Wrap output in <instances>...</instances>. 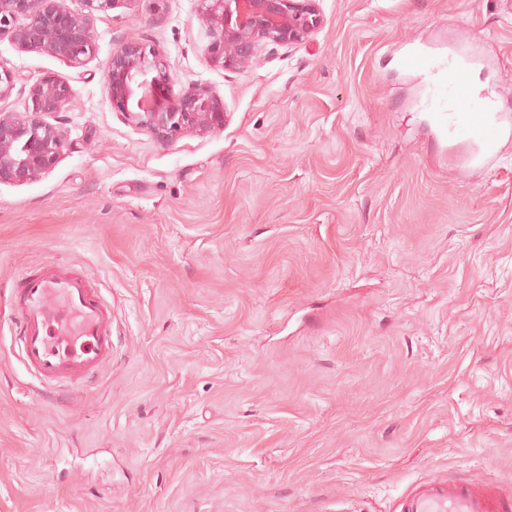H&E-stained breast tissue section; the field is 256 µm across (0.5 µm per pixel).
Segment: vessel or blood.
<instances>
[{"instance_id": "b4317fda", "label": "vessel or blood", "mask_w": 512, "mask_h": 512, "mask_svg": "<svg viewBox=\"0 0 512 512\" xmlns=\"http://www.w3.org/2000/svg\"><path fill=\"white\" fill-rule=\"evenodd\" d=\"M403 64L430 78L427 107L450 137L472 147L470 160L488 162L504 136L502 114L477 90L474 59L465 46L446 52L407 51ZM22 359L43 384H81L112 358V312L85 280L48 266L8 282ZM399 512H512V496L489 483L424 482L400 499Z\"/></svg>"}]
</instances>
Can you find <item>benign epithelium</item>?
<instances>
[{
    "label": "benign epithelium",
    "mask_w": 512,
    "mask_h": 512,
    "mask_svg": "<svg viewBox=\"0 0 512 512\" xmlns=\"http://www.w3.org/2000/svg\"><path fill=\"white\" fill-rule=\"evenodd\" d=\"M0 0V36L20 50L60 59L74 68L95 52L96 13L120 0ZM211 62L221 68L250 63L264 43L296 45L321 26L319 0H201ZM112 109L164 142L184 133L224 127V101L210 88L173 91L165 50L137 40L121 44L106 66ZM25 112L0 107V183L23 184L52 170L67 148V134L50 119L72 109L76 92L53 75L34 83Z\"/></svg>",
    "instance_id": "7a95c632"
}]
</instances>
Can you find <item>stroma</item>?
I'll return each mask as SVG.
<instances>
[{"mask_svg":"<svg viewBox=\"0 0 512 512\" xmlns=\"http://www.w3.org/2000/svg\"><path fill=\"white\" fill-rule=\"evenodd\" d=\"M307 41L209 58L200 0H122L79 68L0 38V101L67 80L68 148L0 183V512H395L512 477V139L486 166L422 108L406 43L467 39L512 126V0H320ZM129 39L223 129L160 141L109 101ZM66 265L112 360L39 390L4 281Z\"/></svg>","mask_w":512,"mask_h":512,"instance_id":"1","label":"stroma"}]
</instances>
